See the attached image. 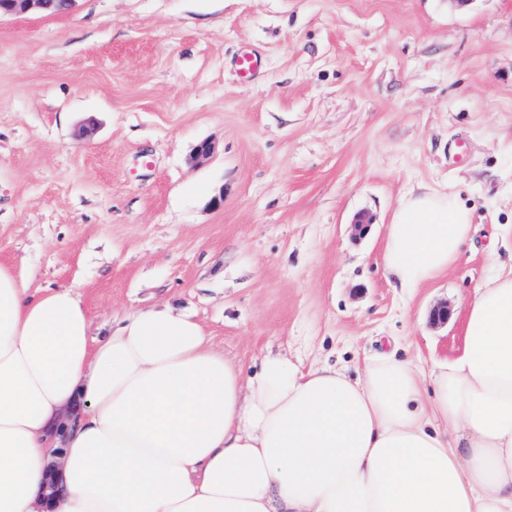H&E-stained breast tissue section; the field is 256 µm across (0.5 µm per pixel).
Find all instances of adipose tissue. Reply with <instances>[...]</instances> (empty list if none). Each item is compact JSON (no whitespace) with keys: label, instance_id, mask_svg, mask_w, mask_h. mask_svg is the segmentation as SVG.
I'll return each mask as SVG.
<instances>
[{"label":"adipose tissue","instance_id":"ef3b65f1","mask_svg":"<svg viewBox=\"0 0 512 512\" xmlns=\"http://www.w3.org/2000/svg\"><path fill=\"white\" fill-rule=\"evenodd\" d=\"M472 220L410 189L387 274L448 271ZM0 512H512V270L477 288L459 357L385 353L354 379L281 353L244 373L168 304L96 338L73 287L37 295L0 264Z\"/></svg>","mask_w":512,"mask_h":512}]
</instances>
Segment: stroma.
<instances>
[{"instance_id":"1","label":"stroma","mask_w":512,"mask_h":512,"mask_svg":"<svg viewBox=\"0 0 512 512\" xmlns=\"http://www.w3.org/2000/svg\"><path fill=\"white\" fill-rule=\"evenodd\" d=\"M420 184L458 193L472 231L448 273L402 289L385 236ZM507 224L512 0H76L0 18V264L75 287L94 334L168 303L247 373L270 351L353 376L391 349L427 366L462 354L476 288L512 264Z\"/></svg>"}]
</instances>
